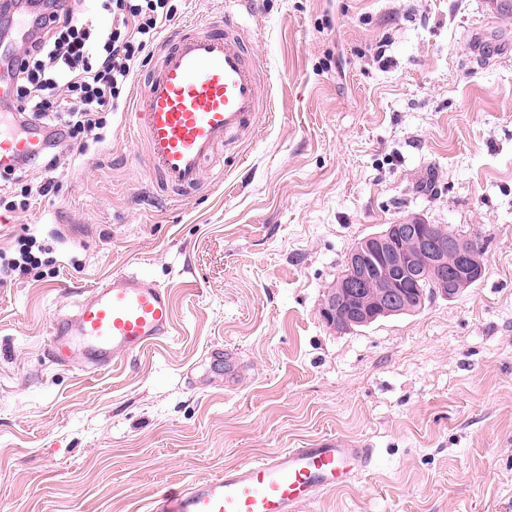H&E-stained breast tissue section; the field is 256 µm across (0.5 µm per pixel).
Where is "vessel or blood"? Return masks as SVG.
<instances>
[{"instance_id": "obj_1", "label": "vessel or blood", "mask_w": 512, "mask_h": 512, "mask_svg": "<svg viewBox=\"0 0 512 512\" xmlns=\"http://www.w3.org/2000/svg\"><path fill=\"white\" fill-rule=\"evenodd\" d=\"M229 2L158 41L148 71L136 82L133 109L124 115L144 172L176 203L193 200L204 173H211L213 183L223 182L219 148L255 129L268 109L266 64L251 54L255 35L233 11L253 0ZM18 62V42L1 44L0 100L11 95ZM10 118L0 113V169L31 155L50 134L39 123L8 131ZM173 317L170 291L147 271L116 272L90 289L74 315L55 320L48 356L57 363L76 359L85 371L99 372L167 338ZM374 463L373 449L324 438L167 489L149 502L148 512H297Z\"/></svg>"}]
</instances>
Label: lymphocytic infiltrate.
<instances>
[{"label": "lymphocytic infiltrate", "mask_w": 512, "mask_h": 512, "mask_svg": "<svg viewBox=\"0 0 512 512\" xmlns=\"http://www.w3.org/2000/svg\"><path fill=\"white\" fill-rule=\"evenodd\" d=\"M38 16L13 76L10 107L47 126L54 140L78 141L79 151L107 134V116L135 74L147 64L162 29L181 13L177 0H93L89 10L62 0H37ZM60 159L44 147L0 178L19 192H0V210L27 212L37 198L55 194ZM15 256L0 251V283L15 271L40 269L52 249L28 234Z\"/></svg>", "instance_id": "f902f5d3"}]
</instances>
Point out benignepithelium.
<instances>
[{"label":"benign epithelium","mask_w":512,"mask_h":512,"mask_svg":"<svg viewBox=\"0 0 512 512\" xmlns=\"http://www.w3.org/2000/svg\"><path fill=\"white\" fill-rule=\"evenodd\" d=\"M483 271L465 236L416 219L391 224L347 253L344 271L327 288L319 315L329 327L350 332L410 312L411 294L422 302L427 298L418 288L425 279H435V292L451 297Z\"/></svg>","instance_id":"benign-epithelium-1"}]
</instances>
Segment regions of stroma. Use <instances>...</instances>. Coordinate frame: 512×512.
<instances>
[{
	"label": "stroma",
	"mask_w": 512,
	"mask_h": 512,
	"mask_svg": "<svg viewBox=\"0 0 512 512\" xmlns=\"http://www.w3.org/2000/svg\"><path fill=\"white\" fill-rule=\"evenodd\" d=\"M272 109L192 202L143 178L122 114L57 194L0 214L40 277L0 286V512H147L169 487L326 437L375 467L300 512H512V14L479 0H254ZM385 48L389 66L377 59ZM418 217L486 246L475 287L348 333L318 310L349 250ZM169 339L91 374L44 350L116 270ZM18 248L16 257H8L5 251H0V283L7 282L12 274L17 271H26L29 274L38 270L43 262H53L47 257V261L42 260L41 256L53 253L52 248L45 242H38L34 234H27L17 241ZM39 254V255H38Z\"/></svg>",
	"instance_id": "obj_1"
}]
</instances>
